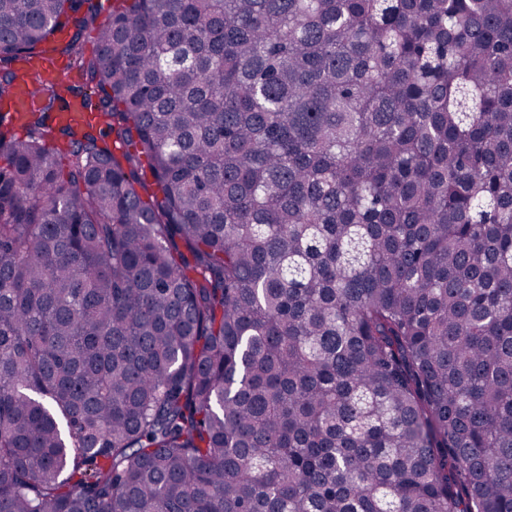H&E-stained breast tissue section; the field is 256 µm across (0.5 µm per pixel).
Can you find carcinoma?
Listing matches in <instances>:
<instances>
[{"label":"carcinoma","mask_w":512,"mask_h":512,"mask_svg":"<svg viewBox=\"0 0 512 512\" xmlns=\"http://www.w3.org/2000/svg\"><path fill=\"white\" fill-rule=\"evenodd\" d=\"M49 43L0 512H512V0H0V103ZM20 67L23 70H31L37 73L45 87L49 90L55 91L60 86L70 85L74 81V77L71 73L61 68L52 57H47L46 60L37 67H34L26 61H22ZM88 119V115L84 112L81 99L79 97H70L63 106L51 115L48 120L49 129H55L63 125H80Z\"/></svg>","instance_id":"1"}]
</instances>
